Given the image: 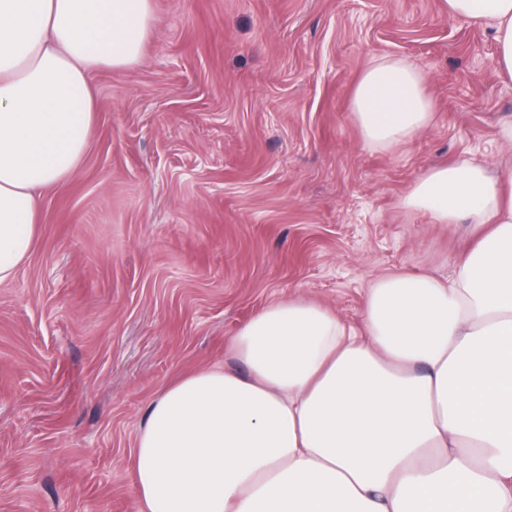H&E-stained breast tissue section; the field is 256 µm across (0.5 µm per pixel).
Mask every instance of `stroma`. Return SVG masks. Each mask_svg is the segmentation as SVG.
Here are the masks:
<instances>
[{
	"label": "stroma",
	"mask_w": 512,
	"mask_h": 512,
	"mask_svg": "<svg viewBox=\"0 0 512 512\" xmlns=\"http://www.w3.org/2000/svg\"><path fill=\"white\" fill-rule=\"evenodd\" d=\"M422 69L431 125L389 150L350 110L373 62ZM492 30L441 0H153L140 61L95 72L84 160L0 284V512H139L149 402L272 303L362 320L380 277L451 273L465 224L409 214L429 169L512 177Z\"/></svg>",
	"instance_id": "35a3bbf8"
}]
</instances>
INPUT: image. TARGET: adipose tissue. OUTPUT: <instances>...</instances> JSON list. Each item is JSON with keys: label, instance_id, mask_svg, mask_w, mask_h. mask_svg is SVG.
<instances>
[{"label": "adipose tissue", "instance_id": "ef3b65f1", "mask_svg": "<svg viewBox=\"0 0 512 512\" xmlns=\"http://www.w3.org/2000/svg\"><path fill=\"white\" fill-rule=\"evenodd\" d=\"M489 26L512 81V0H443ZM152 0H0V283L36 242L40 198L80 166L91 77L136 64ZM365 145L433 120L425 73L372 63L350 101ZM477 242L447 278L395 274L360 326L296 298L148 405L134 443L141 512H512V181L482 162L427 171L403 200Z\"/></svg>", "mask_w": 512, "mask_h": 512}]
</instances>
